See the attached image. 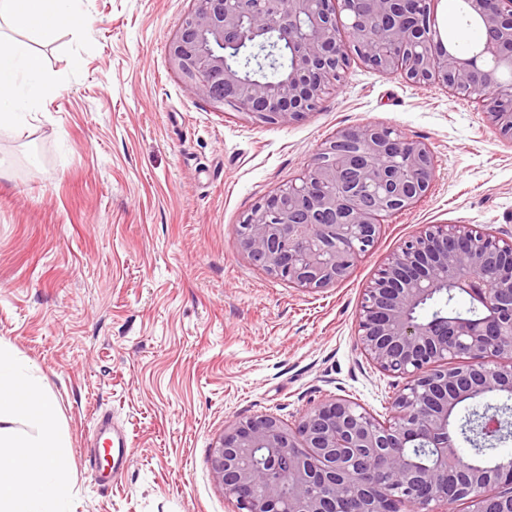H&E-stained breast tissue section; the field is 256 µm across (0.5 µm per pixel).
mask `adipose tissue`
Segmentation results:
<instances>
[{"label":"adipose tissue","mask_w":512,"mask_h":512,"mask_svg":"<svg viewBox=\"0 0 512 512\" xmlns=\"http://www.w3.org/2000/svg\"><path fill=\"white\" fill-rule=\"evenodd\" d=\"M80 0H0V21L13 32L0 38V128L21 127L37 111L45 91L57 85L45 68L41 47L55 43L79 14ZM37 433L17 435L18 420ZM58 410L40 377L7 346L0 345V512H61L70 490L61 463L64 443Z\"/></svg>","instance_id":"1"}]
</instances>
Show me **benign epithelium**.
Masks as SVG:
<instances>
[{
    "label": "benign epithelium",
    "instance_id": "7a95c632",
    "mask_svg": "<svg viewBox=\"0 0 512 512\" xmlns=\"http://www.w3.org/2000/svg\"><path fill=\"white\" fill-rule=\"evenodd\" d=\"M168 45L187 90L214 110L261 122L312 111L347 67L356 33L366 65L457 96L474 91L489 123L512 138V0H467L481 20L480 47L451 52L434 41L433 0H194ZM288 43L277 81L246 74L229 49L257 50L263 35ZM435 177L425 142L376 124L342 129L322 146L300 183L256 204L241 245L270 275L318 290L344 280L378 236L381 217L410 209ZM482 309L477 319L416 309L443 289ZM357 347L404 379L381 421L331 397L291 426L276 415L239 418L210 449L214 480L238 512H448L473 487L472 512H512V459L490 469L459 466L448 430L457 408L484 395H512V237L471 224H427L404 240L364 290ZM512 424L492 405L475 418L480 437ZM409 448L433 452L412 461Z\"/></svg>",
    "mask_w": 512,
    "mask_h": 512
}]
</instances>
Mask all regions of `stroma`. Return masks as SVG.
<instances>
[{
  "mask_svg": "<svg viewBox=\"0 0 512 512\" xmlns=\"http://www.w3.org/2000/svg\"><path fill=\"white\" fill-rule=\"evenodd\" d=\"M193 5L81 0L83 26L41 50L59 86L31 125L0 129V342L57 403L67 512H235L210 466L233 420L291 423L333 395L386 418L399 380L357 347L365 288L424 225L512 234V140L477 95L354 56L302 119L217 112L167 60ZM367 123L430 146L426 195L384 218L339 283L308 290L256 266L240 243L247 214L339 130ZM102 410L132 448L105 491L86 457Z\"/></svg>",
  "mask_w": 512,
  "mask_h": 512,
  "instance_id": "1",
  "label": "stroma"
}]
</instances>
